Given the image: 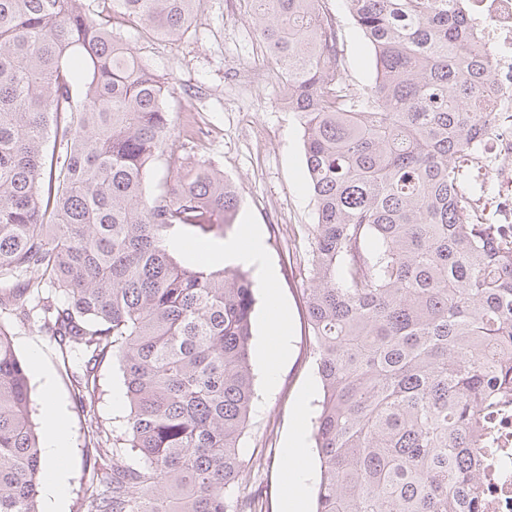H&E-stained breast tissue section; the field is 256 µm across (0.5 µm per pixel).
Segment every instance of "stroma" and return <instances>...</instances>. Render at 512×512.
Returning <instances> with one entry per match:
<instances>
[{
	"label": "stroma",
	"mask_w": 512,
	"mask_h": 512,
	"mask_svg": "<svg viewBox=\"0 0 512 512\" xmlns=\"http://www.w3.org/2000/svg\"><path fill=\"white\" fill-rule=\"evenodd\" d=\"M239 3L202 0L189 32L176 42L146 38L131 25L122 34L170 89L166 107L174 123L172 144L153 164L149 189L157 188L175 162L216 167L239 191L235 226H260L265 259L278 272L289 351L278 366L276 382H268L258 348L265 338L269 305L266 289L258 288L251 353L258 400L242 454L247 490L261 488L266 512H285V444L296 423L310 425L321 395L303 306L308 286L303 256L315 209L306 180L302 129L283 100L274 75L277 65ZM326 7L336 19L347 82L355 93L365 94L375 79L371 50L344 0H327ZM10 331L17 354L31 364L35 421H46L43 403L49 392L62 413L71 448L66 512H82L96 473L93 451L86 446L90 422L120 428L128 412L113 403L123 388L121 374L112 361L102 363L97 381L104 395L94 411L81 410L49 337L34 326L14 325Z\"/></svg>",
	"instance_id": "35a3bbf8"
}]
</instances>
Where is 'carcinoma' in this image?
Listing matches in <instances>:
<instances>
[{"mask_svg": "<svg viewBox=\"0 0 512 512\" xmlns=\"http://www.w3.org/2000/svg\"><path fill=\"white\" fill-rule=\"evenodd\" d=\"M245 2L287 76L315 204L316 512H476V424L512 374V252L475 234L456 192L489 116V56L460 0H346L374 55L360 97L325 0ZM199 5L0 0V311L40 323L81 408L107 358L129 405L125 429L92 430L84 512H263L261 493L239 494L254 282L166 245L224 234L238 192L181 164L147 192L168 88L120 36L134 23L176 41ZM32 404L0 322V512H40Z\"/></svg>", "mask_w": 512, "mask_h": 512, "instance_id": "carcinoma-1", "label": "carcinoma"}]
</instances>
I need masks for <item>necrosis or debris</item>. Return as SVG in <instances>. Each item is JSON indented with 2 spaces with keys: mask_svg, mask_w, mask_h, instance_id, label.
Instances as JSON below:
<instances>
[{
  "mask_svg": "<svg viewBox=\"0 0 512 512\" xmlns=\"http://www.w3.org/2000/svg\"><path fill=\"white\" fill-rule=\"evenodd\" d=\"M481 33L479 46L491 59L482 100L491 131L476 140L468 157L466 213L472 223L497 227L498 249H512V0H465ZM477 443L483 459L477 512H512V396L487 411Z\"/></svg>",
  "mask_w": 512,
  "mask_h": 512,
  "instance_id": "necrosis-or-debris-1",
  "label": "necrosis or debris"
}]
</instances>
